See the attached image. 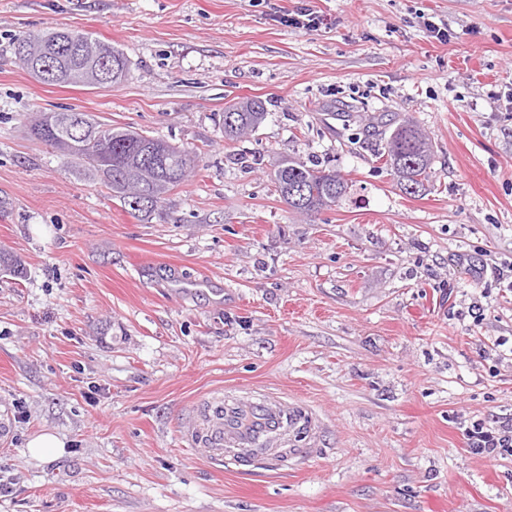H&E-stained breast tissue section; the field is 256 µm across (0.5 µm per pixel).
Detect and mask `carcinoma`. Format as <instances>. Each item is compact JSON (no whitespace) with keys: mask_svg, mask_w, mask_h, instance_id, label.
Masks as SVG:
<instances>
[{"mask_svg":"<svg viewBox=\"0 0 512 512\" xmlns=\"http://www.w3.org/2000/svg\"><path fill=\"white\" fill-rule=\"evenodd\" d=\"M75 36V49L65 54L62 76L47 81V84L101 88L98 83L82 79L90 68V61L83 53L86 44H95L109 54L107 63L117 73L113 83L125 79L130 71V61L123 51L84 32H77ZM61 37L60 31L19 35L14 43L15 58L23 64L37 61L52 52ZM268 115L265 103L257 98L228 104L224 107V139L235 141L256 132ZM67 116L66 112H44L31 124V134L43 144L59 150L58 136L68 134ZM82 117L85 131L77 130L75 135L81 134L83 138L73 141L75 148L63 156L87 166L99 176L112 192V198L129 208L134 216H147L156 211L163 195L183 182L180 175L183 164H193L197 159L195 152L174 145L168 168H159L151 162L149 143H159L161 139L99 123L85 113ZM378 154L406 194L416 196L427 191L432 178L433 155L429 137L419 125L410 120L397 125ZM272 181L275 191L289 209L305 215L334 205L348 188L336 170L317 164L310 166L304 161L282 163L273 171ZM296 187L304 189L307 195V203L303 206L296 205L290 196V190Z\"/></svg>","mask_w":512,"mask_h":512,"instance_id":"1","label":"carcinoma"}]
</instances>
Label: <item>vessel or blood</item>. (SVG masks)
<instances>
[{
	"label": "vessel or blood",
	"mask_w": 512,
	"mask_h": 512,
	"mask_svg": "<svg viewBox=\"0 0 512 512\" xmlns=\"http://www.w3.org/2000/svg\"><path fill=\"white\" fill-rule=\"evenodd\" d=\"M191 413L200 422L192 435V446L206 449L215 464L231 462L236 467L252 466L254 460L274 448L288 444L293 429L310 431L319 420L298 416L287 399L263 396L223 404L200 402Z\"/></svg>",
	"instance_id": "1"
}]
</instances>
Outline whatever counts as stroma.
Returning <instances> with one entry per match:
<instances>
[{
    "mask_svg": "<svg viewBox=\"0 0 512 512\" xmlns=\"http://www.w3.org/2000/svg\"><path fill=\"white\" fill-rule=\"evenodd\" d=\"M304 3L326 25L274 22ZM47 30L129 75L37 81L12 43ZM237 97L269 115L228 142ZM38 111L198 163L139 219L31 136ZM406 119L434 151L416 197L376 159ZM294 159L346 195L290 210ZM0 252L23 267L0 270V512H512V458L464 439L512 416V0H0ZM204 275L221 291L180 295ZM262 394L319 426L248 473L189 446L195 401ZM43 432L58 455L29 452ZM275 191L289 209L296 213L312 215L336 205L346 193L348 184L335 169L309 166L304 161H285L272 175ZM304 189L307 201L304 206L296 205L290 196V189Z\"/></svg>",
    "mask_w": 512,
    "mask_h": 512,
    "instance_id": "stroma-1",
    "label": "stroma"
}]
</instances>
